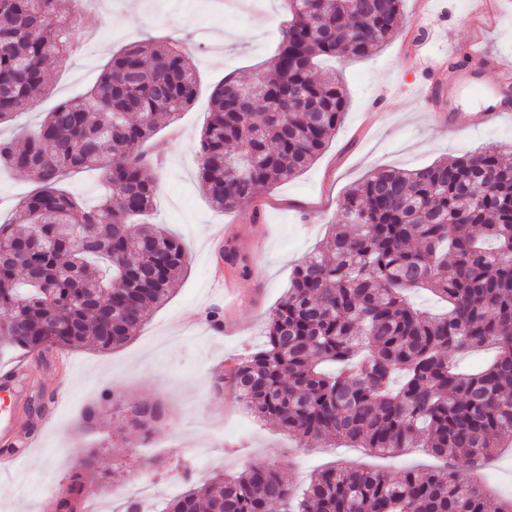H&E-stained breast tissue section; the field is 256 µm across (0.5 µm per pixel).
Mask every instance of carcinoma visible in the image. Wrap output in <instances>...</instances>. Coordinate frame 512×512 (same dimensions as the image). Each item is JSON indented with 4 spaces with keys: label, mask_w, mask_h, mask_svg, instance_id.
<instances>
[{
    "label": "carcinoma",
    "mask_w": 512,
    "mask_h": 512,
    "mask_svg": "<svg viewBox=\"0 0 512 512\" xmlns=\"http://www.w3.org/2000/svg\"><path fill=\"white\" fill-rule=\"evenodd\" d=\"M276 54L250 85L227 76L200 133L198 177L211 205L232 210L308 168L343 122L348 99L321 57L363 59L392 36L403 0H285ZM56 0H0V125L27 111L73 47ZM196 71L156 39L112 56L82 98L59 103L40 127L0 138V169L33 176L16 205L23 230L0 224V345L27 354L111 350L144 326L187 262L183 244L140 218L158 176L142 145L194 102ZM111 158L105 159V151ZM103 171L91 208L61 182ZM325 249L292 272L261 348L231 369L242 405L299 444L342 441L377 456L425 448L444 461L401 477L363 466L314 473L288 510L274 463L187 487L165 512H512L482 489L484 468L512 437V162L499 148L411 171L379 169L345 195ZM432 291L431 314L407 293ZM486 350L463 373L450 351ZM119 411L151 430L165 406ZM464 458L465 470L455 461ZM111 477L96 455L77 458L52 512H69Z\"/></svg>",
    "instance_id": "cac0c4a2"
}]
</instances>
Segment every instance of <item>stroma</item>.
Instances as JSON below:
<instances>
[{"instance_id":"stroma-1","label":"stroma","mask_w":512,"mask_h":512,"mask_svg":"<svg viewBox=\"0 0 512 512\" xmlns=\"http://www.w3.org/2000/svg\"><path fill=\"white\" fill-rule=\"evenodd\" d=\"M431 2L432 53L460 60L475 39L487 55L480 64L486 84H494L499 69L512 71V0H490L478 21L470 0ZM92 5L103 16L101 25L89 34L74 30V48L50 73L47 92L30 112L0 125V136L21 137L58 102L82 96L112 55L128 45L148 36L181 44L197 70L196 98L176 123L145 143L144 151L163 168L150 220L183 241L187 267L169 298L121 347L53 350L45 357L0 354V368L27 365L31 388L51 398L44 419L33 426L34 447L0 471V512H47L50 489L65 484L72 462L90 450L97 451L101 468L125 473L123 480L97 490L104 512H124L126 500L144 485L151 487L155 506L163 507L185 486L184 463L194 480L203 482L272 462L297 490L316 470L334 463H359L393 476L440 468L441 460L421 448L374 457L361 448L298 445L247 413L232 386L217 393L213 384L227 361L261 346L265 321L295 265L325 246L351 187L380 168L409 170L488 144L512 146V117L471 129L452 130L441 122L444 110L423 97L422 63L406 47L421 3L403 0L402 21L385 46L365 59L324 63V71L345 85L349 105L319 158L254 201L220 211L198 179L197 144L210 96L225 76L253 80L274 55L288 18L283 0H254L231 16L219 0H92ZM219 226L246 266L225 267L224 285L216 288L210 238ZM214 308L224 321L219 331L205 319ZM139 398L161 401L168 409L164 423L147 433L116 411ZM91 409L99 414L94 431L83 424Z\"/></svg>"}]
</instances>
